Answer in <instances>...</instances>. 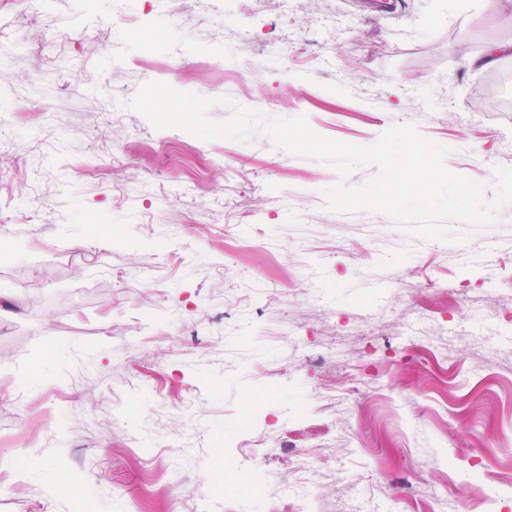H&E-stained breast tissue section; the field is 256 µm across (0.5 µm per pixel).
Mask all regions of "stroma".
<instances>
[{"label":"stroma","mask_w":512,"mask_h":512,"mask_svg":"<svg viewBox=\"0 0 512 512\" xmlns=\"http://www.w3.org/2000/svg\"><path fill=\"white\" fill-rule=\"evenodd\" d=\"M273 25L300 58L269 62ZM510 43L503 0H0V141L33 185L0 191V512H283L289 439L314 512H512V204L424 241L327 210L323 163L128 106L165 82L359 146L411 123L489 201Z\"/></svg>","instance_id":"35a3bbf8"}]
</instances>
